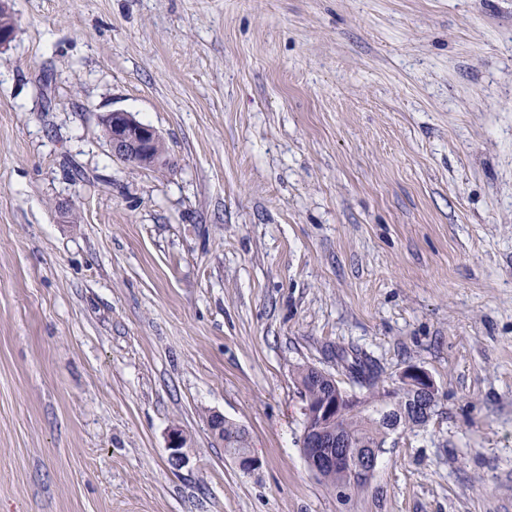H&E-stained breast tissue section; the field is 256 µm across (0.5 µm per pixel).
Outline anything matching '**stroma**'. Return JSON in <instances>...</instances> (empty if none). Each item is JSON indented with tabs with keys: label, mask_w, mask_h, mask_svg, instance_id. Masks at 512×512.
<instances>
[{
	"label": "stroma",
	"mask_w": 512,
	"mask_h": 512,
	"mask_svg": "<svg viewBox=\"0 0 512 512\" xmlns=\"http://www.w3.org/2000/svg\"><path fill=\"white\" fill-rule=\"evenodd\" d=\"M9 5L0 512H512V0ZM355 350L438 413L341 497L297 371ZM102 120L109 129L107 142L113 157L127 164L145 163L154 168L163 162L156 159L155 150L163 139L154 127L120 110L107 113ZM233 425L230 421H224V415L221 414H212L208 420L211 434L219 440H224V449L230 455L240 449H249L246 431ZM232 456L236 467L243 473L249 474L260 466L259 459L250 451Z\"/></svg>",
	"instance_id": "obj_1"
}]
</instances>
